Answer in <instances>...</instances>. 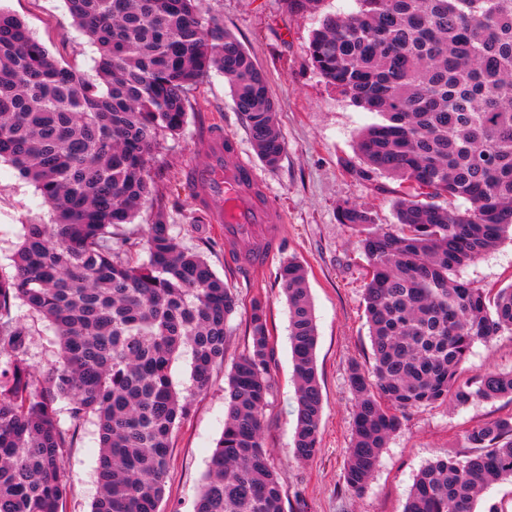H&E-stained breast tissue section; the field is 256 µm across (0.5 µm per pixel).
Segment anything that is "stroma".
I'll return each instance as SVG.
<instances>
[{
    "instance_id": "stroma-1",
    "label": "stroma",
    "mask_w": 512,
    "mask_h": 512,
    "mask_svg": "<svg viewBox=\"0 0 512 512\" xmlns=\"http://www.w3.org/2000/svg\"><path fill=\"white\" fill-rule=\"evenodd\" d=\"M196 6L202 16H220L225 31L243 44L265 73L286 151L276 168L259 163L244 119L233 108L230 88L215 72L192 93L181 132L160 138L151 173L163 196L166 220L184 247L205 256L239 305L227 325L223 366L215 370L209 389L195 396L189 414L173 431L158 510L193 512L194 498L224 429V392L231 367L247 346L251 303L257 299L266 310L273 348L274 385L262 437L272 466L284 479L286 512H402L420 469L450 454L469 455L466 432L512 415V399L409 411L383 448L365 491L357 495L345 487L355 404L348 372L352 363L368 367L373 359L364 301L368 261L361 234L341 223L339 210L347 204L364 208L372 213L376 227L386 229L396 224L395 202L408 187L387 175L363 183L346 169L345 160L356 156L360 132L380 117L327 84L312 67L307 46L319 26L318 15L289 11L286 0H197ZM0 8L21 18L64 65L92 73L96 48L76 27L65 0H0ZM215 123L236 138L242 159L255 163L278 209L281 243L270 264L249 278L228 264L227 245L215 225L201 219L196 197L184 187L186 168L205 164L209 158L205 129ZM51 220L35 184L0 162V267L9 268L24 225ZM291 258L306 271L318 332L321 451L307 462L293 457L297 395L288 305L279 275L283 261ZM458 276L486 290L511 285L512 235L462 267ZM15 312L32 333V364L41 368L54 363L56 345L46 323L25 306H17ZM510 370L512 333L508 332L488 343L476 342L463 365L468 377ZM98 455L97 428L88 420L76 428L62 462L69 493L61 512H91Z\"/></svg>"
}]
</instances>
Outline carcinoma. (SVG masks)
I'll list each match as a JSON object with an SVG mask.
<instances>
[{"label":"carcinoma","instance_id":"1","mask_svg":"<svg viewBox=\"0 0 512 512\" xmlns=\"http://www.w3.org/2000/svg\"><path fill=\"white\" fill-rule=\"evenodd\" d=\"M323 0L308 46L317 73L382 122L358 137V181L381 174L410 185L396 229L356 206L341 222L363 234L374 364L350 366L356 400L345 486L363 492L382 448L413 408L512 397V372L461 375L475 342L512 332V286L494 295L451 275L512 230V0H357L349 14ZM96 45L94 74L61 64L26 24L0 8V161L33 182L52 224H26L13 271L0 269V512H59L70 423L96 420L98 493L92 512H158L170 438L224 365L235 294L200 253L182 246L163 211L147 257L114 228L158 201L150 162L158 138L182 130L190 94L224 74L257 156L276 167L285 141L266 76L216 16L195 0H65ZM467 203L465 209L438 200ZM298 386L294 456L320 452L317 327L304 267L283 263ZM23 304L55 336L57 360L37 369ZM247 349L232 366L224 431L194 512H285L281 477L262 442L272 391L271 335L254 300ZM191 355L192 385L177 392L172 361ZM473 453L428 463L403 512H474L481 487L512 482V416L468 431Z\"/></svg>","mask_w":512,"mask_h":512}]
</instances>
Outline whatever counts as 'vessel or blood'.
Instances as JSON below:
<instances>
[{"label":"vessel or blood","instance_id":"vessel-or-blood-1","mask_svg":"<svg viewBox=\"0 0 512 512\" xmlns=\"http://www.w3.org/2000/svg\"><path fill=\"white\" fill-rule=\"evenodd\" d=\"M210 136L214 143L210 164L190 168L189 175L208 187L205 201L211 223L217 224L228 239L265 235L269 209L256 195L260 177L245 161L237 159L235 164H226V155L235 156L237 152L232 135L216 126Z\"/></svg>","mask_w":512,"mask_h":512}]
</instances>
